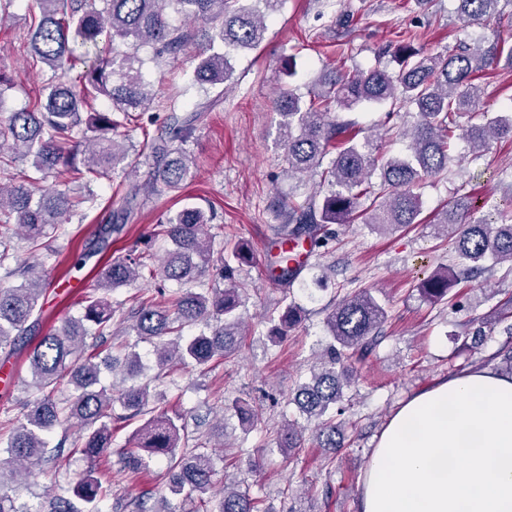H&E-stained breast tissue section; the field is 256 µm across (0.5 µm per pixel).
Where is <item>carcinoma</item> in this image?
I'll return each instance as SVG.
<instances>
[{"label": "carcinoma", "mask_w": 512, "mask_h": 512, "mask_svg": "<svg viewBox=\"0 0 512 512\" xmlns=\"http://www.w3.org/2000/svg\"><path fill=\"white\" fill-rule=\"evenodd\" d=\"M512 0H456V14L465 24H479L500 15L501 2ZM283 0H35L31 13L30 52L52 77L43 85L41 100L27 108L0 113V278L20 283L0 286V348L38 337L27 361L32 385L40 396L26 401L23 418L0 435L7 459L0 463V512H101L106 489L96 476L98 462L112 455L113 425L138 418L142 424L120 449L124 467L139 473L147 459L164 458L170 491L186 494L204 504L217 475L212 454L190 447L193 436L182 415L169 414L151 405L150 382H163L174 364L206 366L236 354L246 335L242 308L246 296L235 272L250 263L251 251L239 242L229 251L215 249L212 216L192 204L169 213L155 229L171 248L158 264L154 254L131 248L103 266L95 289L112 291L146 276L161 282L150 295L132 297L130 311L112 306L102 297L85 296L83 314L68 316L43 336L39 333L38 303L51 282L43 275L44 263L19 262L12 239L18 235L35 255L48 259L56 252L47 242L48 230L65 223L74 208L96 203L90 193L76 201L64 191L45 193L26 179L11 173L13 160L30 156L40 170L69 182L87 184L111 178L116 169L134 170L137 158L120 130L132 120L141 121L154 103L151 83L143 69L146 58L159 64L176 59L191 46L200 57L191 85L204 91L195 107L179 114L172 103L166 135L146 140L142 150L153 159L147 192H176L197 175L185 145L196 130L201 114L220 104L225 90L215 96L209 88L224 86L234 73L228 50L251 51L264 42L267 18ZM187 23L175 24L170 13ZM418 34L405 29L393 55L399 63L391 74L376 65L367 70L339 72L303 94L294 88L279 90L271 100L278 117L280 146L288 176H320L318 190L279 201L285 217L280 226V252L273 267V281L288 289L298 282L303 267L293 265L288 245L309 242L310 249H327L333 240L331 226L355 220L375 229L398 230L422 224L421 190L427 178L448 171L455 160V141L464 139L471 155L480 157L492 143L512 141V106L489 116L491 104L480 78L486 70L505 62L512 66V42L463 41L452 50L423 53L415 46ZM72 80L64 72L76 66ZM385 104L386 116L404 111L410 127L399 131L407 140L406 153L391 155L377 140L361 136L352 119H338L335 112H349L361 103ZM83 155L77 165V155ZM379 173L380 180L371 176ZM141 196L133 185L119 197L114 217L126 223ZM112 200L108 204L116 203ZM488 200L470 192L456 193L452 207L433 220L437 233L452 241L457 272L440 268L420 285V294L432 304L447 300L455 286L469 281L484 262L507 265L512 272V208L494 206L497 220L485 218ZM218 266L222 288L197 292L188 285L201 279L208 268ZM174 282L176 290L164 283ZM303 308L289 301L268 317L269 340L279 344L302 321ZM388 318L387 305L372 289L363 288L343 298L325 317L331 341L309 376L295 391L294 404L318 430L320 447L334 450L342 423L332 412L342 401L344 388L357 375L356 364L373 354ZM190 326L201 330L185 337ZM135 332L154 341L157 372L143 382L144 365L135 346L124 354L103 348L108 336ZM120 377L121 387L107 385L104 377ZM67 381L75 392L58 399V386ZM241 424L262 418L260 404L238 407ZM77 421L78 438L61 439L57 454L47 455L45 434L62 422ZM303 429L293 422L282 430L279 448H295ZM89 463L73 487V497L47 496L37 503L17 502L11 485L56 463L66 442ZM114 512H176L166 499L152 505L149 499L113 505ZM213 512H264L260 500L224 484Z\"/></svg>", "instance_id": "cac0c4a2"}]
</instances>
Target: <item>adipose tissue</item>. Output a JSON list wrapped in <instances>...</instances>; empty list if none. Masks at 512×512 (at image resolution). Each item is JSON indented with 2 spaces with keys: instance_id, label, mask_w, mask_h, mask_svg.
<instances>
[{
  "instance_id": "obj_1",
  "label": "adipose tissue",
  "mask_w": 512,
  "mask_h": 512,
  "mask_svg": "<svg viewBox=\"0 0 512 512\" xmlns=\"http://www.w3.org/2000/svg\"><path fill=\"white\" fill-rule=\"evenodd\" d=\"M359 512H512V375L469 370L420 392L372 450Z\"/></svg>"
}]
</instances>
